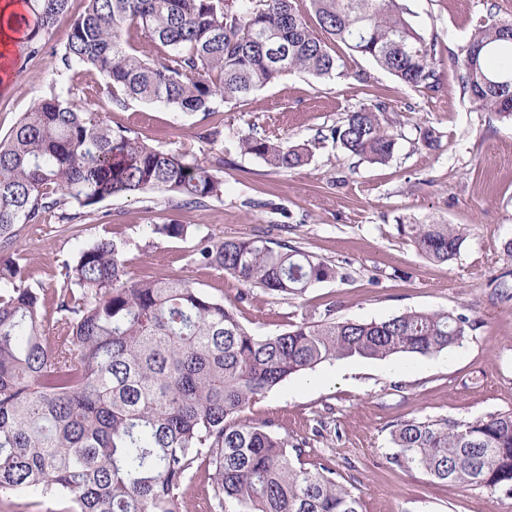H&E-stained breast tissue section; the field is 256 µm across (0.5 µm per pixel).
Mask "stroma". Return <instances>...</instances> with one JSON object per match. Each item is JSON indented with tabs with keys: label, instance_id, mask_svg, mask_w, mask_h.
<instances>
[{
	"label": "stroma",
	"instance_id": "obj_1",
	"mask_svg": "<svg viewBox=\"0 0 512 512\" xmlns=\"http://www.w3.org/2000/svg\"><path fill=\"white\" fill-rule=\"evenodd\" d=\"M414 29L436 48L437 86L402 83L372 59L329 41L339 59L335 74L316 78L291 72L247 96L214 97L209 112L184 113L127 99L116 106L91 94L82 71L60 77L74 101L101 110L113 129L169 152L191 145L197 161L218 171V196L183 204L164 190L115 196L94 206L79 236L63 225L23 230L14 249L24 258L28 286L52 294L63 264L103 236L122 243L132 278L187 279L234 305L240 322L266 336L290 324L332 316L370 322L406 311H448L473 322L447 363L427 357L338 360L291 376L246 410L251 421H273L290 442H305L308 460L328 465L360 490V512H512V495L482 487L443 484L392 461L396 421L448 417L472 420L512 411V120L476 111L460 90L455 57L477 21L512 20V0H399ZM70 0L49 31L21 12L22 34L42 49L11 53L0 75V137L7 135L48 92L56 53L83 12ZM385 102L398 135L393 157L372 164L323 134L347 112ZM432 131L436 148L421 146ZM251 135L307 145V165L282 171L244 153ZM458 224L466 241L450 262L423 257L403 226ZM184 224L186 238L151 234L154 224ZM285 240L336 266V279L315 284L299 298L252 288L223 270L192 261L198 238Z\"/></svg>",
	"mask_w": 512,
	"mask_h": 512
}]
</instances>
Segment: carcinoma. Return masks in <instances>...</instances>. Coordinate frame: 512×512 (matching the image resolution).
<instances>
[{
    "mask_svg": "<svg viewBox=\"0 0 512 512\" xmlns=\"http://www.w3.org/2000/svg\"><path fill=\"white\" fill-rule=\"evenodd\" d=\"M55 73L84 69L97 92L181 112H207L291 71L329 77L338 60L293 0H84ZM49 30L69 0H25ZM322 32L371 58L406 84L432 87L435 44L419 35L398 0H310ZM511 21L476 25L456 56L463 96L481 112L512 119ZM160 47L144 59L131 33ZM49 79V92L0 139V490H41L70 512H185L184 494L205 472L207 512L229 498L241 512H360L356 487L336 470L303 460L273 423L244 418L290 376L343 359L433 356L462 344L464 314L407 311L382 321L326 317L257 336L235 307L189 281L133 279L123 247L100 239L64 265L53 297L25 285L13 247L22 229L76 224L115 195L155 188L201 204L221 180L192 147L172 153L116 131L95 109ZM384 102L361 105L329 129L347 152L382 164L397 134ZM241 150L275 169L308 161L304 148L246 136ZM184 224L152 233L184 238ZM427 259L453 260L464 241L455 224H412ZM194 261L242 286L298 297L336 278L333 265L264 237L199 241ZM392 460L442 483L512 494V412L473 420H399Z\"/></svg>",
    "mask_w": 512,
    "mask_h": 512,
    "instance_id": "carcinoma-1",
    "label": "carcinoma"
}]
</instances>
